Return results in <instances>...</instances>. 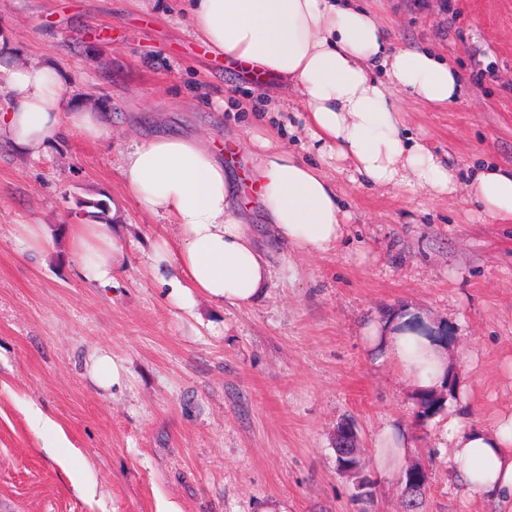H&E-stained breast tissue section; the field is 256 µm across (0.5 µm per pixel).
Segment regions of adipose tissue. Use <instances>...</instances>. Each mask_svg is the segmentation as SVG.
<instances>
[{
  "mask_svg": "<svg viewBox=\"0 0 512 512\" xmlns=\"http://www.w3.org/2000/svg\"><path fill=\"white\" fill-rule=\"evenodd\" d=\"M184 2L190 33L212 54L298 90L313 147L340 170L379 189H422L435 198L457 193L456 170L409 133L395 104L401 94L434 106L455 103L461 77L449 59L397 47L357 0ZM0 81L11 97L0 108V137L20 151L40 155L70 133L91 142L105 137L103 114L72 98L53 60L0 63ZM250 161L248 183L275 239L306 254L338 247L350 215L334 179L267 139H257ZM121 172L127 192L145 210L177 227L174 242L156 246L154 269L180 305L191 307L202 294L247 306L263 295L269 262L237 201L239 176L213 148L157 134L123 154ZM468 194L486 216L512 223V167L485 165ZM69 237L78 274L112 286L120 247L107 226L74 224ZM363 339L416 390L443 384L448 361L433 339L389 336L379 323L368 326ZM471 410L469 392L449 397L443 426L449 468L488 512H512V410L488 424L473 422Z\"/></svg>",
  "mask_w": 512,
  "mask_h": 512,
  "instance_id": "ef3b65f1",
  "label": "adipose tissue"
}]
</instances>
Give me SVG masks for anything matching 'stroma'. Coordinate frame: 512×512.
Segmentation results:
<instances>
[{
  "label": "stroma",
  "mask_w": 512,
  "mask_h": 512,
  "mask_svg": "<svg viewBox=\"0 0 512 512\" xmlns=\"http://www.w3.org/2000/svg\"><path fill=\"white\" fill-rule=\"evenodd\" d=\"M404 48L453 58L458 101L400 96L414 135L447 155L461 183L488 163L512 166V0H360ZM0 38L18 61L52 57L75 100L101 109L107 137L70 135L39 156L0 140V512H404L401 471L383 473L376 437L405 429L407 464L427 471L422 512H487L462 491L441 448L445 411L417 417L414 389L369 354L363 328L406 318L444 336L448 375L472 391V419L512 408V223L484 216L466 192L435 198L351 182L334 162L351 214L338 248L301 254L253 210L272 274L248 306L197 296L182 309L153 269L175 225L125 190L120 157L142 136L204 141L274 136L309 161L300 95L255 83L202 52L181 0H0ZM319 161V160H318ZM100 202L122 248L113 287L75 271L68 228ZM51 246L25 250L24 227ZM376 256L361 268L350 250ZM121 372L103 388L97 351ZM40 410L53 430L39 432ZM354 426L363 477L336 469V429Z\"/></svg>",
  "instance_id": "stroma-1"
}]
</instances>
